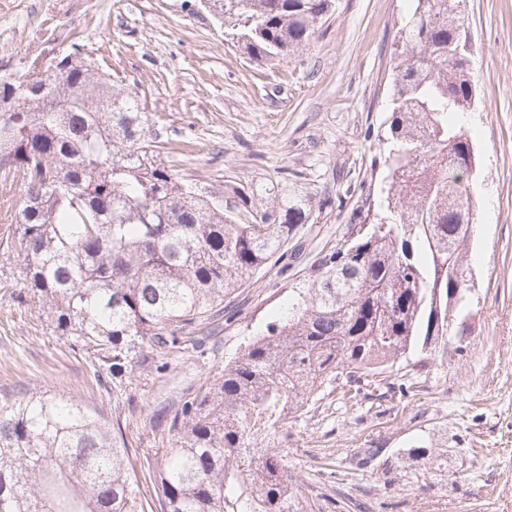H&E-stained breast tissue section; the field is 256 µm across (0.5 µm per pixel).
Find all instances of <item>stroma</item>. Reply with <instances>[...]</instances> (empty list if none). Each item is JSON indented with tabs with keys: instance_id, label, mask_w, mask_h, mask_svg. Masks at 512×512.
Segmentation results:
<instances>
[{
	"instance_id": "stroma-1",
	"label": "stroma",
	"mask_w": 512,
	"mask_h": 512,
	"mask_svg": "<svg viewBox=\"0 0 512 512\" xmlns=\"http://www.w3.org/2000/svg\"><path fill=\"white\" fill-rule=\"evenodd\" d=\"M197 2L0 0V74L47 42L80 38L113 85L138 94L166 164L186 178L218 191L273 180L311 199L309 223L287 244L300 258L243 277L213 338L168 355L163 372L135 366L117 394L54 334L46 309L0 288V404L50 391L103 415L125 441L146 512H162L154 472L169 442L158 411L219 378L360 209L379 205L393 50L411 6L334 0L302 52L259 64ZM463 10L482 202L470 330L460 351L388 378L387 397L350 399L331 385L289 419L280 446L312 512H512V0H465Z\"/></svg>"
}]
</instances>
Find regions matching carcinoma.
<instances>
[{"instance_id":"1","label":"carcinoma","mask_w":512,"mask_h":512,"mask_svg":"<svg viewBox=\"0 0 512 512\" xmlns=\"http://www.w3.org/2000/svg\"><path fill=\"white\" fill-rule=\"evenodd\" d=\"M455 0H413L391 83L383 204L353 226L288 307L205 391L166 422L156 475L163 512H305L278 440L324 385L369 382L418 352L445 355L470 299L478 200L462 163L474 151L463 114L470 60ZM224 36L258 63L306 46L332 0H213ZM29 88L0 79V187L22 174L16 223L0 245L21 260L20 301L49 311L53 332L112 388L145 352L196 347L224 296L309 219L279 185H229L211 198L161 159L139 98L112 85L84 44L54 72L28 59ZM248 215L250 219L242 221ZM126 449L81 403L41 393L0 406V512H145Z\"/></svg>"}]
</instances>
